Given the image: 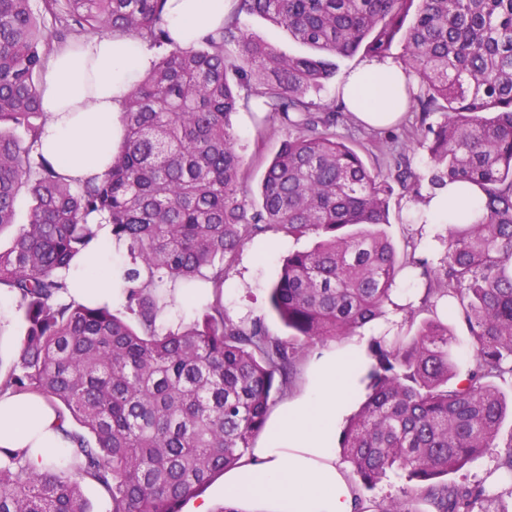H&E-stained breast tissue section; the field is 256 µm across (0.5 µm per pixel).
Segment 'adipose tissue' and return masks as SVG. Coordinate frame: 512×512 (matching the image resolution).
Listing matches in <instances>:
<instances>
[{"instance_id": "obj_1", "label": "adipose tissue", "mask_w": 512, "mask_h": 512, "mask_svg": "<svg viewBox=\"0 0 512 512\" xmlns=\"http://www.w3.org/2000/svg\"><path fill=\"white\" fill-rule=\"evenodd\" d=\"M231 0H165L162 21L180 46L222 26ZM146 42L121 33L79 39L52 54L41 82V107L51 118L39 152L72 182L102 177L122 141L124 99L153 66ZM402 71L392 59L368 58L339 86L356 119L369 126L396 122L389 91ZM481 206L478 187L456 183L418 205L425 223L456 224ZM121 244L103 234L96 248L70 268L72 296L118 303L122 269L113 256ZM357 349L332 348L316 356L301 391L285 396L266 424L262 440L224 474V503L252 512H358L345 466L336 456V435L351 406ZM69 424L34 392L0 389V449L21 453V462L43 470L71 450Z\"/></svg>"}]
</instances>
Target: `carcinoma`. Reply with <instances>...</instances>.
I'll return each mask as SVG.
<instances>
[{"instance_id": "carcinoma-1", "label": "carcinoma", "mask_w": 512, "mask_h": 512, "mask_svg": "<svg viewBox=\"0 0 512 512\" xmlns=\"http://www.w3.org/2000/svg\"><path fill=\"white\" fill-rule=\"evenodd\" d=\"M232 2L223 26L181 47L162 26L164 0H43L53 34L31 0H0V234L14 230L0 249V286L16 292L26 323L0 387L38 392L76 445L41 472L18 454L0 460V512H89L85 482L108 494L111 512H182L253 448L309 352L384 316L405 277L424 283L419 305L405 306L409 318H428L411 335L370 340L365 397L341 431L340 456L368 489L392 471L404 476L377 512H413L415 494L434 512H506L495 503L512 485L443 478L490 451L512 478L494 383L512 376V0ZM243 14L319 55H280L242 30ZM116 30L166 52L125 100L126 134L108 172L71 183L36 153L45 64L73 34ZM396 42L405 75L421 82L405 94L429 136L430 191L457 182L482 191L481 218L447 230L438 265L414 243L400 255L385 230L393 184L418 196L419 178L407 165L393 183L370 169L330 130L336 105L308 98L335 76L334 58L361 49L385 57ZM254 99L288 128L256 198L230 123ZM22 195L30 217L16 229ZM103 224L127 253L119 313L67 299L61 275ZM268 227L314 239L283 259L270 288L287 341L224 311V266ZM202 281L214 293L202 319L160 327L175 289L191 294ZM456 317L472 354L463 380L448 325Z\"/></svg>"}]
</instances>
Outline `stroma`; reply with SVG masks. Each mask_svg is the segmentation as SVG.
I'll use <instances>...</instances> for the list:
<instances>
[{"label": "stroma", "instance_id": "stroma-1", "mask_svg": "<svg viewBox=\"0 0 512 512\" xmlns=\"http://www.w3.org/2000/svg\"><path fill=\"white\" fill-rule=\"evenodd\" d=\"M241 27L245 33L267 42L283 55L301 57L308 53L307 47L292 40L283 29L264 17L242 15ZM231 123L248 168L249 185L251 189H258L266 163L276 154L288 131L270 120L258 122L251 113L243 110L232 115ZM418 127V113L408 112L402 120L377 130L347 119L337 124L336 134L358 146L366 164L383 175L393 174L395 160L401 156L424 179L429 175L427 144ZM417 203L415 197L394 192L389 202V237L399 251H406L408 244L414 242L419 254L431 262H440L447 246L437 235L444 227L422 224ZM310 245V240L297 241L272 229L254 238L227 271L230 283L224 291L227 314L236 320H260L270 336L289 339L290 330L268 303V287L277 274L276 255L296 248L306 249Z\"/></svg>", "mask_w": 512, "mask_h": 512}]
</instances>
